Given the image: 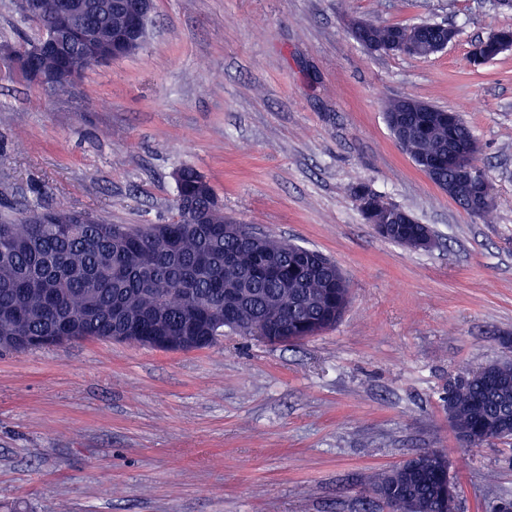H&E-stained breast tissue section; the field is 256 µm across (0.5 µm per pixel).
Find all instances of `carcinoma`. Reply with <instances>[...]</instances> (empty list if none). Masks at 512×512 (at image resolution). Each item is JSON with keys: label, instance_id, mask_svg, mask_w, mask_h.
<instances>
[{"label": "carcinoma", "instance_id": "1", "mask_svg": "<svg viewBox=\"0 0 512 512\" xmlns=\"http://www.w3.org/2000/svg\"><path fill=\"white\" fill-rule=\"evenodd\" d=\"M41 23L50 30L60 0H39ZM89 29L97 47L112 46L126 31L129 18L119 0H105ZM406 27L370 24L353 31L362 47L393 48ZM512 43V29L501 28L472 45L474 66L495 59L498 45ZM93 52L74 45L63 54H46L40 68L56 75L43 88L63 96L73 84L72 66H90ZM445 110L407 112L410 130L399 147L414 164L441 161L454 142L478 145L459 114L453 122ZM175 215L165 224H109L95 219L74 223L65 205L35 215L37 207L20 216L0 220V350L23 352L59 345L61 337L74 341L124 336H150L148 346L168 336H183L199 350L214 344L224 330L243 336H264L266 343L290 344L334 326L349 302V283L342 270L322 252L263 236L257 248L271 252L277 270H257L245 255L239 264L225 256L249 249L246 224L224 217L210 182L192 167L176 172ZM432 182L462 209H467L476 184L458 178L442 164ZM426 232L432 247L438 240L431 228L416 218L391 226L387 240L420 251L418 234ZM453 427L470 435L468 449L495 440L512 439L501 425L512 418V361L496 362L464 374L448 387ZM421 455L435 461L416 471L407 464L378 473L374 489L385 488L411 503V512H448L446 485L452 482L447 459L425 449Z\"/></svg>", "mask_w": 512, "mask_h": 512}]
</instances>
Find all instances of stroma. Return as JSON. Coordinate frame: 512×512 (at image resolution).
Here are the masks:
<instances>
[{
  "mask_svg": "<svg viewBox=\"0 0 512 512\" xmlns=\"http://www.w3.org/2000/svg\"><path fill=\"white\" fill-rule=\"evenodd\" d=\"M354 18L459 35L433 56L379 55ZM503 27L495 0H155L145 47L91 65L69 96L1 67V212L160 224L191 166L227 218L334 258L351 298L335 327L288 345L0 351V512H388L369 478L427 448L446 454L461 512L512 501V445L463 448L447 399L462 373L512 360V51L469 62ZM395 96L470 126L489 219L401 150ZM357 184L439 247L380 237Z\"/></svg>",
  "mask_w": 512,
  "mask_h": 512,
  "instance_id": "stroma-1",
  "label": "stroma"
}]
</instances>
